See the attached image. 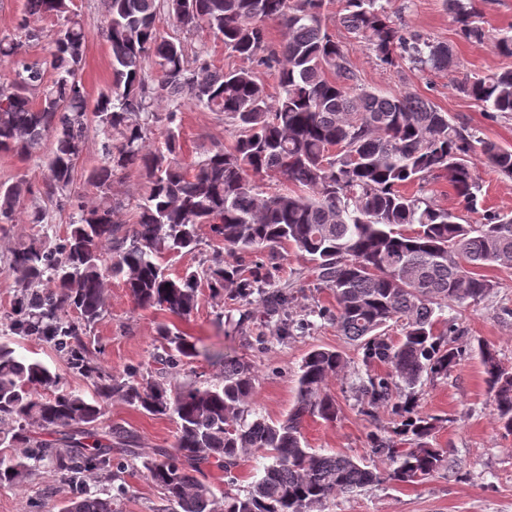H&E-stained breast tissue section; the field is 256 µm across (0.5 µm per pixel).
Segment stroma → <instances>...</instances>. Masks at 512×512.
I'll return each instance as SVG.
<instances>
[{
    "label": "stroma",
    "mask_w": 512,
    "mask_h": 512,
    "mask_svg": "<svg viewBox=\"0 0 512 512\" xmlns=\"http://www.w3.org/2000/svg\"><path fill=\"white\" fill-rule=\"evenodd\" d=\"M344 6L345 0H327L330 21L336 24ZM472 6L488 36L487 42L481 44L460 35L444 0H390L388 10L398 26L447 43L454 50L458 65L444 72L420 71L406 62L397 67L382 65L337 24L334 33L362 87L420 95L447 112L457 125L512 148V114L484 112L456 89L464 76H485L512 68V57L499 55L491 44L499 34L512 31V0H472ZM70 8L80 16L88 32L80 77L93 99L112 81V50L102 35L104 8L101 0H72ZM160 30L165 37L182 42L188 57L206 51L213 68L227 70L247 65L246 60L225 49L220 37L181 29L165 18L160 21ZM180 140L183 159L191 164L205 150L230 147L234 132L221 117L189 105L182 114ZM479 175L484 185L482 202L478 212L464 214L467 224L480 221L486 211L512 210V177L485 167L480 168ZM34 202L33 196H26L14 223L0 226V342L10 341L19 353L62 371L65 362L50 344L9 336L7 329V317L17 293L7 271V259L11 250L33 234L28 213ZM484 273L495 283L490 294L443 313L459 330V341L467 348L464 358L447 377L425 380L415 389L420 410L440 419L433 443L445 452L447 465L414 483L384 482L336 496L326 503L323 512H512V435L505 434L495 422L478 352L479 345H486L495 351L503 366L512 369V268L488 267ZM282 275L292 285L290 319H307L311 326L286 338L268 336L261 349L246 345L228 326L223 301L212 298L209 290H202L199 305L190 317L176 321L164 312L138 308L119 279L108 281L107 308L92 327L89 339L100 347L103 363L112 371L123 373L151 363L157 324L175 322L192 337L199 351L188 369L180 373V380L191 381L199 374L212 379L221 371L219 358L224 354L245 359L258 372L256 408L273 421L282 419L295 400L296 372L304 356L315 348L339 351L347 367L327 385L336 401L337 418L331 423L308 419L305 439L318 452L343 453L369 467L385 469V462L372 451L370 436L392 429L395 417L384 407L364 413L356 382L359 375L368 371L389 372V365L376 362L364 366L361 346L343 336L334 323L316 318L318 309L335 308L334 297L329 289L316 285L306 260L293 250L285 252ZM104 417L125 421L139 437V457L129 461L123 475L128 490L123 512H160L164 506L162 495L142 473L141 460L152 455L154 448L173 441L175 423L137 411L116 398L108 402ZM74 493L72 485L46 465L28 480L24 489L0 487V512H59Z\"/></svg>",
    "instance_id": "stroma-1"
}]
</instances>
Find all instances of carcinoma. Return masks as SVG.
<instances>
[{"mask_svg":"<svg viewBox=\"0 0 512 512\" xmlns=\"http://www.w3.org/2000/svg\"><path fill=\"white\" fill-rule=\"evenodd\" d=\"M103 2L113 80L92 103L80 78L88 33L66 0H26L21 37L0 36V57L12 62L10 77L0 81V152L30 157L53 138L47 177L36 192L77 215L65 237L52 239L41 228L46 211L29 213L37 233L12 250L8 263L17 288L8 335L52 345L68 374L93 386L90 397L70 390L59 373L0 342V446L25 449L0 460V486L22 487L46 460L76 485L92 471L110 470L112 480L120 479L124 465L113 463L112 451L134 455L138 436L118 421L99 427L114 398L176 423L174 441L142 461L166 501L162 512H319L339 494L437 472L445 458L430 442L436 418L417 411L411 397L398 402L393 377L412 389L424 377L448 375L464 354L454 324L436 330V311L490 293L495 283L478 269L512 267V212L462 224L423 188L444 178L459 204L475 211L483 185L474 160L512 177V150L452 123L426 98L357 85L349 56L328 30L325 0ZM346 3L340 25L380 63L404 60L435 71L456 65L448 44L397 26L383 0ZM445 6L465 39L484 41L471 0H445ZM162 14L179 27L222 37L227 50L256 67L216 70L203 51L188 63L182 43L161 35ZM45 15L64 18L51 37L50 81L23 50L43 38L30 19ZM272 22L283 29L278 52L267 46ZM149 59L154 83L143 70ZM259 67L277 71L280 93L273 102ZM457 90L486 112L512 113V69L467 77ZM189 103L236 132L231 148L202 153L191 173L180 161L179 135ZM91 121L103 141L102 164L88 176L96 200L88 202L70 186ZM159 123L156 146L150 135ZM132 168L143 171L146 191L134 222L121 224L112 178ZM256 175L280 177L293 188L263 192ZM410 184L419 189L402 191ZM36 192L24 179L0 184V224L12 223L21 197ZM204 224L226 257L201 272L167 274L159 260L194 252ZM287 247L312 264L316 280L335 296L336 311L318 316L362 344L365 366L379 361L392 368L359 385L367 406H389L400 418L393 434L371 439L374 453L389 460L382 473L305 441L307 418L336 420V402L325 390L346 365L336 350L306 355L294 404L273 422L250 408L257 372L243 359L224 356L212 380H170L197 349L169 323L156 328L160 344L152 363L123 374L108 369L100 349L85 340L106 311L110 277L123 281L137 307L182 319L196 309L205 282L247 343L264 346L269 327L290 336L292 293L280 284ZM391 321L404 325L396 343L382 333ZM480 354L496 422L512 433V370L489 347ZM405 439L408 448L400 447ZM255 455L268 463L246 493L217 495L207 471H222L232 485L241 462ZM124 495L123 483L109 497L81 489L60 512H120Z\"/></svg>","mask_w":512,"mask_h":512,"instance_id":"obj_1","label":"carcinoma"}]
</instances>
